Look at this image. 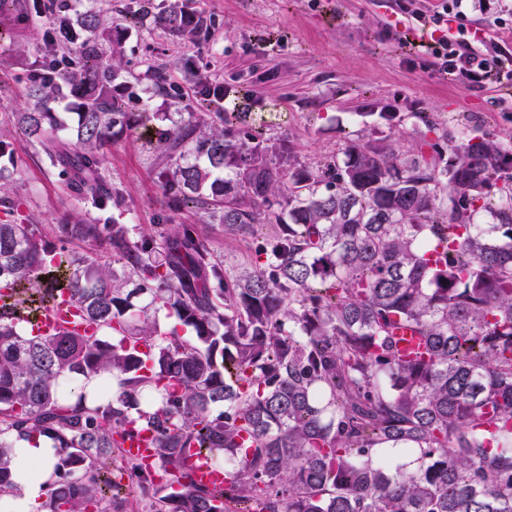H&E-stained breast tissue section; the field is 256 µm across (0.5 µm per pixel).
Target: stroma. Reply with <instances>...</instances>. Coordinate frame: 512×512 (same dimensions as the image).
I'll return each instance as SVG.
<instances>
[{
	"label": "stroma",
	"mask_w": 512,
	"mask_h": 512,
	"mask_svg": "<svg viewBox=\"0 0 512 512\" xmlns=\"http://www.w3.org/2000/svg\"><path fill=\"white\" fill-rule=\"evenodd\" d=\"M171 0H97L111 10L121 38V62L137 97V109L182 112L205 105L224 112L233 127L253 128L255 113H283L266 130L289 139L301 160L316 165L341 154L363 135L361 112H401L405 121L390 129L402 143L417 139L410 115L427 113L439 130L466 129L512 144V83L465 87L459 78L433 65L428 35L398 0H194L210 17L207 37L189 41L154 24ZM463 22L487 40L512 48V0H496L486 11L468 0ZM49 20L32 22L0 16V134L13 133L14 113L24 111L23 79L49 56ZM169 76L170 92H159L154 72ZM223 86V95L201 89V82ZM6 187L19 201L16 220L52 230L74 213L104 222L157 227L192 224L218 257L244 263L256 242L225 235L223 225L196 209L175 214L155 199V154L146 136L116 139L104 151L103 174L112 189L101 203L74 192L65 177L33 148L15 163L0 159Z\"/></svg>",
	"instance_id": "1"
}]
</instances>
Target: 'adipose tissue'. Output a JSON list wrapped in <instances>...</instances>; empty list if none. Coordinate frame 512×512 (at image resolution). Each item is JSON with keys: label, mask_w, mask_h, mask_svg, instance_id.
<instances>
[{"label": "adipose tissue", "mask_w": 512, "mask_h": 512, "mask_svg": "<svg viewBox=\"0 0 512 512\" xmlns=\"http://www.w3.org/2000/svg\"><path fill=\"white\" fill-rule=\"evenodd\" d=\"M13 482L15 495L0 500V512H46L44 489L53 474L56 450L44 438L23 441L15 450Z\"/></svg>", "instance_id": "obj_1"}]
</instances>
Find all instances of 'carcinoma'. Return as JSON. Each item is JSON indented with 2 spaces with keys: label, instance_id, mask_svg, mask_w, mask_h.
Here are the masks:
<instances>
[{
  "label": "carcinoma",
  "instance_id": "obj_1",
  "mask_svg": "<svg viewBox=\"0 0 512 512\" xmlns=\"http://www.w3.org/2000/svg\"><path fill=\"white\" fill-rule=\"evenodd\" d=\"M190 2L158 22L192 41L211 20ZM70 7L56 4L54 37L78 63L27 76L0 157L31 146L94 194L104 149L160 114L119 93L112 15L92 7L75 28ZM154 136L161 206L258 240L254 258L214 257L193 224L134 240L115 219L50 235L1 221L0 496L16 491V444L45 437L49 512H512V147L365 134L310 166L280 136L195 111ZM56 290L93 333L34 335L9 313ZM162 309L178 326L161 330ZM404 332L422 350L400 354ZM142 429L155 470L132 466L127 494L112 459ZM185 448L233 461L224 489L190 479Z\"/></svg>",
  "mask_w": 512,
  "mask_h": 512
}]
</instances>
